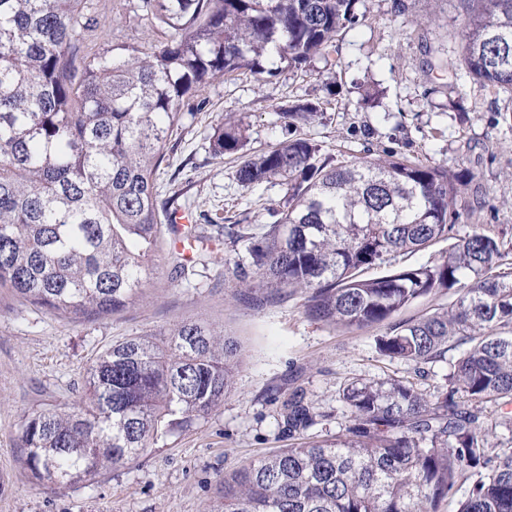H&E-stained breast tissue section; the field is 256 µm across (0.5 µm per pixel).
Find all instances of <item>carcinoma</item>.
Listing matches in <instances>:
<instances>
[{
    "mask_svg": "<svg viewBox=\"0 0 512 512\" xmlns=\"http://www.w3.org/2000/svg\"><path fill=\"white\" fill-rule=\"evenodd\" d=\"M464 2L455 60L427 68L512 95V0ZM354 5L140 0L163 40L91 52L85 35L100 23L88 0H0V285L61 316L128 307L175 232L155 174L183 109L218 77L262 81L271 59L300 69L327 54L359 23ZM283 115L307 125L323 112L297 99ZM246 143L242 126L222 125L211 153L238 156L241 186L279 180L288 194L254 236L260 282L304 290L308 316L344 329L456 288L451 307L392 326L376 346L417 365L460 356L429 394L402 380L351 383L350 424L331 440L302 436L317 413L288 400L298 442L224 478L213 512H439L454 500L457 512H512V452L494 448L484 421L487 404H512V247L491 225L455 234L470 174L394 154L332 165L298 136L251 155ZM441 239L448 251L433 265L362 276ZM239 365L232 337L192 321L112 346L88 370L81 404L26 419L27 477L62 485L129 465L223 402Z\"/></svg>",
    "mask_w": 512,
    "mask_h": 512,
    "instance_id": "cac0c4a2",
    "label": "carcinoma"
}]
</instances>
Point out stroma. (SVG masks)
<instances>
[{"instance_id":"obj_1","label":"stroma","mask_w":512,"mask_h":512,"mask_svg":"<svg viewBox=\"0 0 512 512\" xmlns=\"http://www.w3.org/2000/svg\"><path fill=\"white\" fill-rule=\"evenodd\" d=\"M105 40L144 45L157 30L135 19L137 0H90ZM361 21L328 55L304 70L280 65L259 82L242 73L214 80L205 103L186 116L165 146L155 186L194 220L223 216L246 237L201 253L188 273L171 247L157 251L143 299L102 318L59 317L0 287V512H211L217 489L241 464L288 447L283 405L303 395L317 418L307 437L335 436L348 425L342 398L354 381L404 378L425 390L442 384L449 361L414 364L381 355L387 325L333 328L305 312V294L259 286L249 236L276 221L287 187L272 180L252 189L236 180V158H214L216 127L242 123L247 150L287 137L281 106L320 104L324 117L305 127L323 157L337 165L394 152L472 177L458 208V236L495 226L512 243V96L494 95L461 75L429 70V51L455 52L464 0H356ZM425 18L416 27L412 18ZM224 330L241 346V364L222 405L126 467L92 482L31 483L19 461L18 436L41 411L78 405L90 365L112 344L167 333L184 321Z\"/></svg>"}]
</instances>
